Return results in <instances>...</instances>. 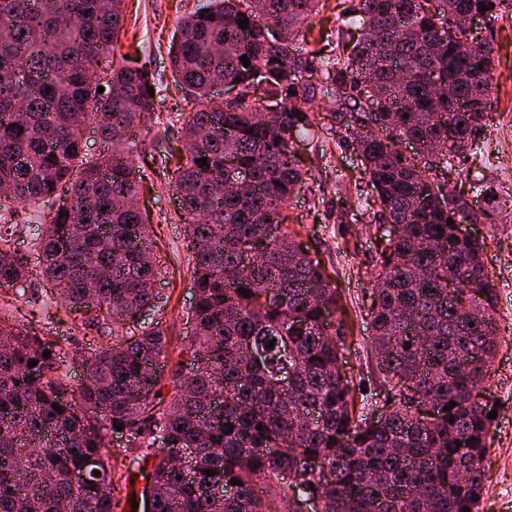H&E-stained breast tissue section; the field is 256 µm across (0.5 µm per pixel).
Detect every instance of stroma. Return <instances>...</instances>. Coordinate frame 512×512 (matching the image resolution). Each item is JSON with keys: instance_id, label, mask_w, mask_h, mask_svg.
I'll use <instances>...</instances> for the list:
<instances>
[{"instance_id": "35a3bbf8", "label": "stroma", "mask_w": 512, "mask_h": 512, "mask_svg": "<svg viewBox=\"0 0 512 512\" xmlns=\"http://www.w3.org/2000/svg\"><path fill=\"white\" fill-rule=\"evenodd\" d=\"M125 31L118 53L131 67H145L156 77L161 93L154 112L136 130L134 154L141 166L144 190L139 203L151 217L155 252L163 264L156 282L154 307L143 313L146 327L164 329L168 355L164 377H172L182 349L193 336L192 306L195 301L186 226L165 159L167 141L180 140L182 117L191 108L183 91L173 82L168 49L177 39L179 19L195 10L199 0H126ZM495 69L493 109L475 134L478 153L451 170L430 168L429 176L464 189L475 210L493 209L490 222L470 225L483 243V260L494 286V316L500 325L498 349L484 399L497 407L490 448L483 460L486 489L478 512H512V180L504 173L512 165V0L489 22ZM316 121L297 148L307 172V187L288 203V227L297 241L321 260L338 287L349 315L346 349L340 363L353 390L362 391L368 413L379 414L387 397L370 355L368 311L374 285L372 257L387 225L376 223L373 206L358 207L356 185L366 184L357 154L341 134L337 108L328 99L314 103ZM0 311L11 319L28 318L34 329L48 332L68 357L71 386L84 374L82 360L107 344L105 334L87 326L88 311L72 312L61 304L40 276H33L22 293L0 288ZM112 477L121 506L147 512L148 483L140 477L133 452L122 451L111 440Z\"/></svg>"}]
</instances>
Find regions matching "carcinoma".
Here are the masks:
<instances>
[{"label":"carcinoma","mask_w":512,"mask_h":512,"mask_svg":"<svg viewBox=\"0 0 512 512\" xmlns=\"http://www.w3.org/2000/svg\"><path fill=\"white\" fill-rule=\"evenodd\" d=\"M320 2L210 0L180 22L170 65L197 107L167 159L196 302L190 368L174 376L166 402L164 330L123 334L153 306L149 284L161 275L136 205L142 177L129 140L159 89L144 69L102 68L125 0H0V211L61 198L36 228L40 274L65 306L98 310L115 333L73 389L54 343L0 318V512H115L106 432L121 424L128 447L157 458L153 512H274L255 495L260 483L279 487L288 512L297 496L317 499L321 512L478 508L492 425L479 396L499 336L494 293L482 244L462 232L479 220L471 201L422 161L453 167L475 149L473 131L493 107L494 58L487 40L460 51L457 17L490 19L501 0H434L432 11L420 0H340L338 30L360 38L304 53L298 37ZM219 84L238 89L226 106L210 98ZM322 96L339 108L379 223L402 226L373 257L382 418L356 411L340 368L341 297L284 226L288 201L306 185L295 138L308 134L309 104ZM249 97L276 110L254 111ZM88 121L112 154L85 157ZM403 142L414 156L399 151ZM230 166L250 174L248 191L224 189ZM17 228L0 214V288L32 276ZM334 312L342 318L330 332L324 314ZM93 456L100 475L74 482ZM309 457L320 472L306 469ZM233 481V492L217 493Z\"/></svg>","instance_id":"cac0c4a2"}]
</instances>
